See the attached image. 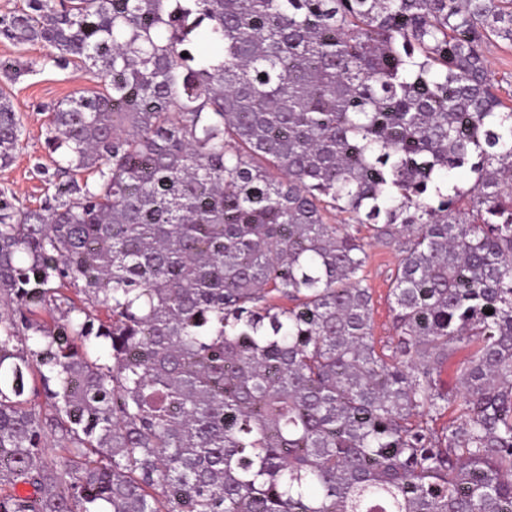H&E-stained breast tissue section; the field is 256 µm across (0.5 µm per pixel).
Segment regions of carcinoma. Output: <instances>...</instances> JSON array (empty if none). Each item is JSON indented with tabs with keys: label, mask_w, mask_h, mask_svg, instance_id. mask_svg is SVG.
<instances>
[{
	"label": "carcinoma",
	"mask_w": 512,
	"mask_h": 512,
	"mask_svg": "<svg viewBox=\"0 0 512 512\" xmlns=\"http://www.w3.org/2000/svg\"><path fill=\"white\" fill-rule=\"evenodd\" d=\"M498 40L512 0L0 12V167L4 85L100 79L43 106L53 192L0 190V512H512ZM372 241L398 255L381 346Z\"/></svg>",
	"instance_id": "obj_1"
}]
</instances>
